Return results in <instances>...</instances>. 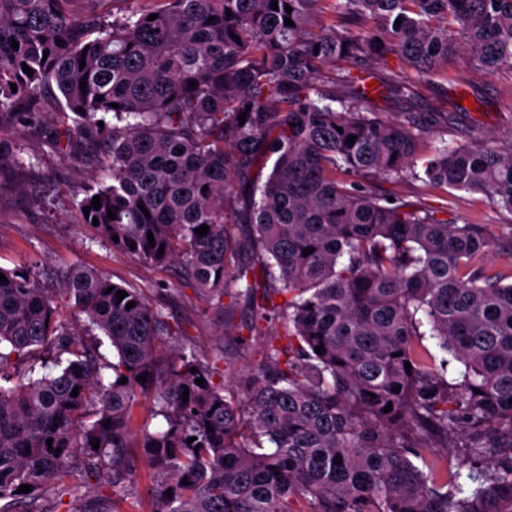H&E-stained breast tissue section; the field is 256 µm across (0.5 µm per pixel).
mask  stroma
I'll return each mask as SVG.
<instances>
[{"label": "stroma", "instance_id": "35a3bbf8", "mask_svg": "<svg viewBox=\"0 0 512 512\" xmlns=\"http://www.w3.org/2000/svg\"><path fill=\"white\" fill-rule=\"evenodd\" d=\"M373 107L387 120L403 112H456L464 130L497 137L504 144L512 138V71L490 76L461 60L449 67L446 76L417 83L406 99L375 94ZM40 131L9 130L0 135L11 149L37 161L34 168L0 176V266L11 268L38 259L42 284L53 288L61 272L77 264L139 289L169 327L158 338L161 351L192 352L205 360L224 351L233 363L226 385L231 394H239L238 380L257 367L264 339L239 344L236 328L225 324L209 299L184 283L179 266L161 270L96 241L91 229L79 223L71 202L82 197L87 185L108 181V171L90 162L91 150L84 145L78 148L82 159L76 163L48 154ZM367 184L375 192L437 211L452 224H480L493 234L512 224V212L497 208L479 192H446L412 179L394 182L374 177ZM111 499L110 474L97 473L83 478L75 497L59 494L57 484L48 485L41 505L43 512H99Z\"/></svg>", "mask_w": 512, "mask_h": 512}]
</instances>
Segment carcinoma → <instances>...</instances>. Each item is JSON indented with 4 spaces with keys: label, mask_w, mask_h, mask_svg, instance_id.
Returning <instances> with one entry per match:
<instances>
[{
    "label": "carcinoma",
    "mask_w": 512,
    "mask_h": 512,
    "mask_svg": "<svg viewBox=\"0 0 512 512\" xmlns=\"http://www.w3.org/2000/svg\"><path fill=\"white\" fill-rule=\"evenodd\" d=\"M106 2L0 0V130L55 109L45 146L75 161L95 145L112 179L85 190L81 223L97 218L96 238L155 268L179 264L220 314L244 308L249 338L278 324L282 342L265 343L235 398L226 356L160 352L169 328L137 289L73 266L53 292L36 259L0 268V512H40L48 483L75 496L65 479L102 467L118 512L127 448L157 473L153 512H512V226L492 237L361 183L409 177L512 212V145L450 142L446 112L384 120L349 70L317 85L344 58L367 77L405 62L394 96L459 54L490 76L512 70V0H159L121 14ZM325 4L337 21L319 24ZM495 253L508 269L487 263ZM65 308L116 361L100 362ZM49 347L67 359L36 377ZM146 398L159 427L134 416ZM431 448L459 449L453 468ZM68 319L73 323L74 328L76 331L82 335V339L84 342L89 344L90 346H99L101 343V346L99 348V352L106 357V359L112 361V349L109 346V343L105 336L102 335V333L98 330L94 331L95 335H85V327H84V320L85 316L81 315L80 317L75 315L73 312L67 313Z\"/></svg>",
    "instance_id": "obj_1"
}]
</instances>
